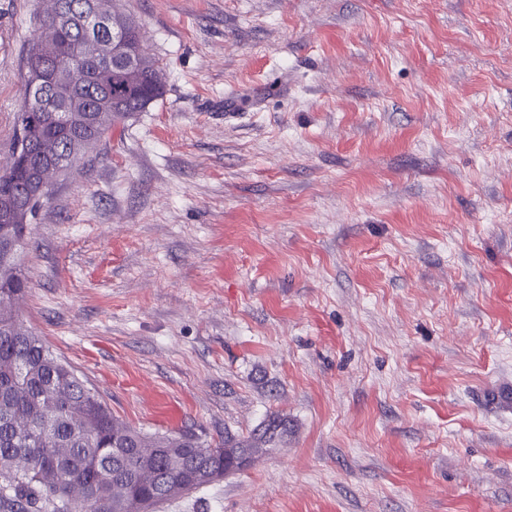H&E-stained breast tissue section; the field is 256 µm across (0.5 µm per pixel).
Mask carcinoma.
Masks as SVG:
<instances>
[{"mask_svg":"<svg viewBox=\"0 0 512 512\" xmlns=\"http://www.w3.org/2000/svg\"><path fill=\"white\" fill-rule=\"evenodd\" d=\"M136 56L117 64L132 67L135 86L121 81L107 89L95 80L104 63L89 59L73 94L80 100L112 96V110L97 119L69 125L66 112L22 106L10 145V188L29 187L42 159L26 149L25 138L72 137L97 142L112 128L163 94L156 61L141 40L138 24L119 13ZM16 238L15 249L0 255V509L3 512H124L135 498L158 506L189 494L202 484L198 471H222L241 456L248 459L276 448L288 436V420L274 416L248 435H224L214 442L189 432L150 434L127 425L90 392L76 370L56 357L30 330L7 332L17 319L15 304L29 288L22 256L29 250L25 224L0 223ZM23 416L30 432H16L12 421Z\"/></svg>","mask_w":512,"mask_h":512,"instance_id":"obj_1","label":"carcinoma"}]
</instances>
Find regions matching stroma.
<instances>
[{
  "label": "stroma",
  "mask_w": 512,
  "mask_h": 512,
  "mask_svg": "<svg viewBox=\"0 0 512 512\" xmlns=\"http://www.w3.org/2000/svg\"><path fill=\"white\" fill-rule=\"evenodd\" d=\"M116 2L165 94L58 180L21 318L134 428L292 427L158 512H512V0ZM44 9L0 0V167Z\"/></svg>",
  "instance_id": "1"
}]
</instances>
